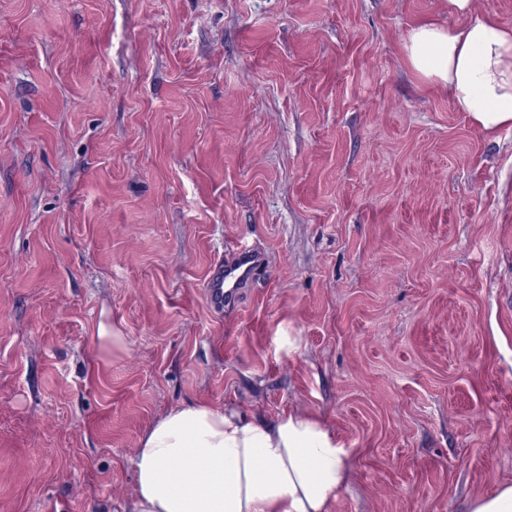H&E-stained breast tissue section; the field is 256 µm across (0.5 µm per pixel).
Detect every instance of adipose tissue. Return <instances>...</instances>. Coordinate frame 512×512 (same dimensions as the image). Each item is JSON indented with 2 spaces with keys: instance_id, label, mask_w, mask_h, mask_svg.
<instances>
[{
  "instance_id": "adipose-tissue-1",
  "label": "adipose tissue",
  "mask_w": 512,
  "mask_h": 512,
  "mask_svg": "<svg viewBox=\"0 0 512 512\" xmlns=\"http://www.w3.org/2000/svg\"><path fill=\"white\" fill-rule=\"evenodd\" d=\"M452 26L413 27L405 44L425 81L487 133L512 127V27L475 0H448ZM345 452L316 418L250 419L198 402L141 435L136 483L119 512H328L349 479Z\"/></svg>"
}]
</instances>
